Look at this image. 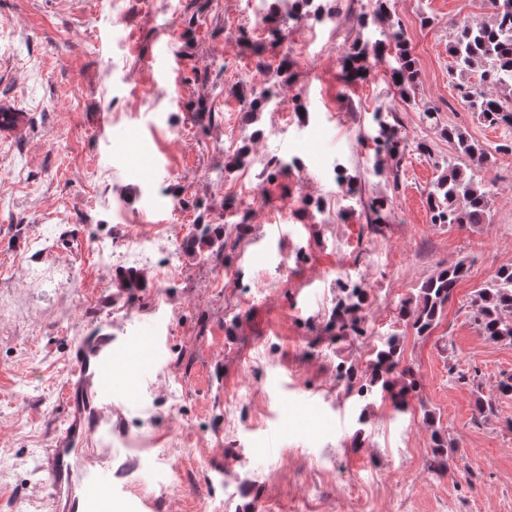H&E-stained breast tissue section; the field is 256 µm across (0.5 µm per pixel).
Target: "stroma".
<instances>
[{
    "mask_svg": "<svg viewBox=\"0 0 512 512\" xmlns=\"http://www.w3.org/2000/svg\"><path fill=\"white\" fill-rule=\"evenodd\" d=\"M365 2L327 0L335 24L292 21L283 44L250 26L246 0H0V108L24 114L0 129V512L20 501L54 512L40 464L67 417L59 391L73 349L100 331L125 345L158 305L169 344L150 384L112 416L123 497L157 498L160 512H246L255 497L269 512H512V395L498 391L512 343L482 336L469 308L512 265V130L468 110L448 53L451 23L490 11L485 0H392L419 72L410 103L384 58L369 57L363 80L343 77ZM162 42L165 77L151 65ZM285 59L281 111L244 122L258 63ZM384 104L404 146L395 180L372 176L374 153L358 142ZM427 108L438 123L422 121ZM449 126L487 153L491 221L474 229L429 218L439 164L456 157ZM237 153L241 163L225 167ZM291 157L300 167L271 174L270 160ZM339 160L354 186L337 183ZM244 179L256 197L237 196ZM372 197L389 202L377 229ZM184 221L220 227L224 254L180 255L169 275ZM134 231L154 259L129 291L112 255ZM461 259L467 277L430 334L415 335L398 318L402 302ZM224 265L238 280L221 290ZM343 279L368 290L369 334L335 342L326 325ZM392 329L420 399L404 415L376 400L357 424L336 367L365 377ZM480 397L493 414L478 415ZM428 412L452 443L443 475L428 468Z\"/></svg>",
    "mask_w": 512,
    "mask_h": 512,
    "instance_id": "1",
    "label": "stroma"
}]
</instances>
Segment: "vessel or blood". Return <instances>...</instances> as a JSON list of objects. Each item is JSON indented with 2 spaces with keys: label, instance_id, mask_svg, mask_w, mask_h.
I'll list each match as a JSON object with an SVG mask.
<instances>
[{
  "label": "vessel or blood",
  "instance_id": "b4317fda",
  "mask_svg": "<svg viewBox=\"0 0 512 512\" xmlns=\"http://www.w3.org/2000/svg\"><path fill=\"white\" fill-rule=\"evenodd\" d=\"M163 345L164 327L157 316L146 319L142 336L130 343L132 349L143 350L152 359L162 355ZM73 360L74 376L61 389L68 415L46 450L43 481L53 500L64 502L67 512H119L111 465L99 457L76 461V447L96 437L111 438L114 394L130 392L131 376L145 381L151 371L145 364H123L108 332L81 341Z\"/></svg>",
  "mask_w": 512,
  "mask_h": 512
}]
</instances>
